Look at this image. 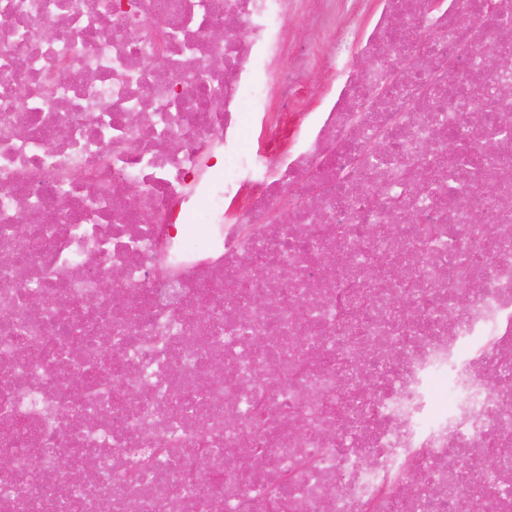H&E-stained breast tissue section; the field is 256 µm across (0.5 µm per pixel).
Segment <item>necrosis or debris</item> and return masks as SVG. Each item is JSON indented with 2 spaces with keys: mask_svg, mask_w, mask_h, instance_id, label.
<instances>
[{
  "mask_svg": "<svg viewBox=\"0 0 512 512\" xmlns=\"http://www.w3.org/2000/svg\"><path fill=\"white\" fill-rule=\"evenodd\" d=\"M323 3L0 0V512H512V0ZM318 27L313 22L306 0L299 4L297 11L288 19V41L293 45L305 44Z\"/></svg>",
  "mask_w": 512,
  "mask_h": 512,
  "instance_id": "necrosis-or-debris-1",
  "label": "necrosis or debris"
}]
</instances>
